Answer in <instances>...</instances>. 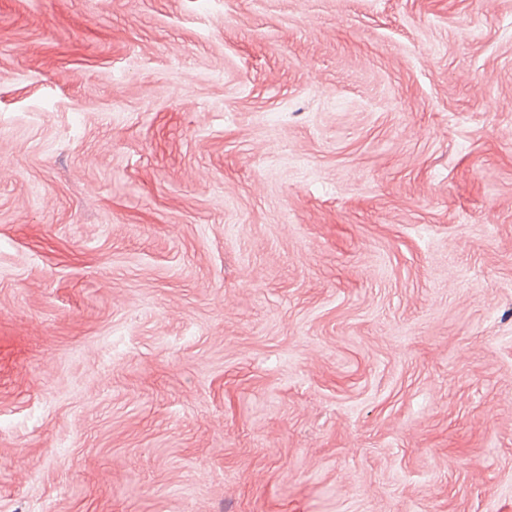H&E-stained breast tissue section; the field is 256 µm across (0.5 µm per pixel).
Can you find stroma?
Segmentation results:
<instances>
[{
  "label": "stroma",
  "mask_w": 512,
  "mask_h": 512,
  "mask_svg": "<svg viewBox=\"0 0 512 512\" xmlns=\"http://www.w3.org/2000/svg\"><path fill=\"white\" fill-rule=\"evenodd\" d=\"M512 512V0H0V512Z\"/></svg>",
  "instance_id": "1"
}]
</instances>
